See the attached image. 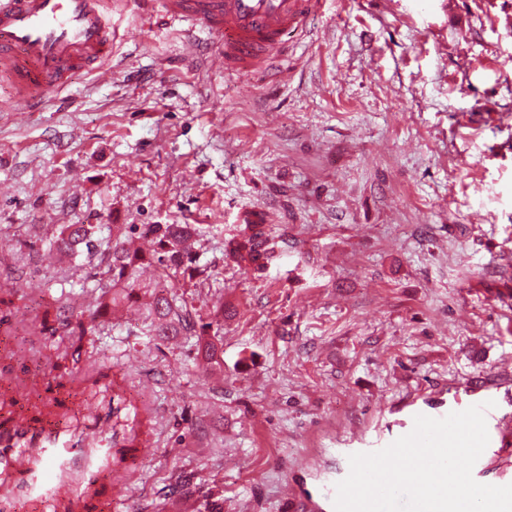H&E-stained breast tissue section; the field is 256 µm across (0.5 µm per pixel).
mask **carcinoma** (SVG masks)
Segmentation results:
<instances>
[{"label":"carcinoma","instance_id":"1","mask_svg":"<svg viewBox=\"0 0 512 512\" xmlns=\"http://www.w3.org/2000/svg\"><path fill=\"white\" fill-rule=\"evenodd\" d=\"M137 229L135 224L112 225V239L103 242L96 238L99 226L94 224H68L60 230L54 245L65 253H76L80 249L93 250L106 246L110 255L107 265L106 283L101 286L100 299L104 307L117 306L123 301L139 298V295H151L153 300L144 303L143 324L153 336H165L182 327L194 326L192 314L178 303L176 295L169 297L153 295L155 283L141 280L143 266H153L158 277L173 284L188 272L198 271L196 266V229L182 224H146L141 235L150 239L151 249L138 252L128 249L126 241L133 237ZM230 253L238 263L245 262L256 268L273 258L274 250L269 247V236L262 224H247L240 237L230 243ZM64 329L67 342L64 345L59 365L64 371L70 366L81 363L86 353L84 338L88 328L83 322L75 321L64 315L58 306L45 309L42 318V333L54 336Z\"/></svg>","mask_w":512,"mask_h":512}]
</instances>
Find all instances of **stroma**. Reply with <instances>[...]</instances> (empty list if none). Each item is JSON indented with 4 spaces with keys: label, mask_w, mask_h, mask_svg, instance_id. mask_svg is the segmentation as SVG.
<instances>
[{
    "label": "stroma",
    "mask_w": 512,
    "mask_h": 512,
    "mask_svg": "<svg viewBox=\"0 0 512 512\" xmlns=\"http://www.w3.org/2000/svg\"><path fill=\"white\" fill-rule=\"evenodd\" d=\"M187 21L112 13V76L74 75L20 109L0 75V286L19 336L0 371L54 372L33 327L95 319L86 368H112L141 451L119 512H286L357 436L477 380L512 390V0H325L268 71L227 73ZM263 270L226 252L248 215ZM65 224H192L202 275L178 293L221 352L150 336L140 302L98 308L104 255L51 245ZM189 481L171 493L178 477Z\"/></svg>",
    "instance_id": "stroma-1"
}]
</instances>
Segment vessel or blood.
Wrapping results in <instances>:
<instances>
[{
  "label": "vessel or blood",
  "instance_id": "b4317fda",
  "mask_svg": "<svg viewBox=\"0 0 512 512\" xmlns=\"http://www.w3.org/2000/svg\"><path fill=\"white\" fill-rule=\"evenodd\" d=\"M324 0H166L174 18H189L198 36L223 47L219 62L229 70L265 66L288 34L320 12ZM112 0H0V73L10 76L17 103L39 110L46 95L64 89L81 69L109 78ZM20 367L0 377V468L17 482L0 499V512H112L114 469L112 411L83 403L69 380L44 377L21 383ZM489 443L473 468L474 479L497 470L498 485L512 484V415L486 412ZM335 480L317 494L289 487V512H334Z\"/></svg>",
  "mask_w": 512,
  "mask_h": 512
}]
</instances>
